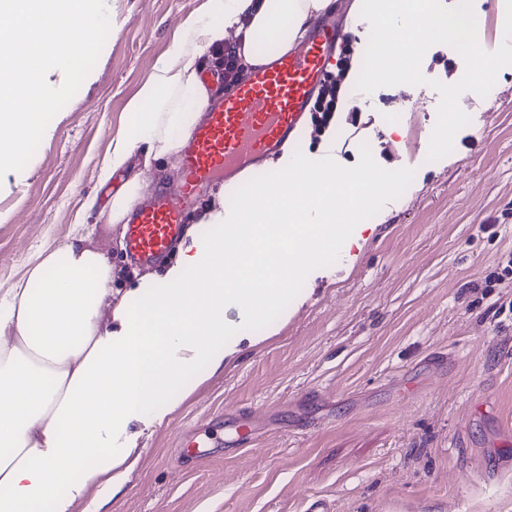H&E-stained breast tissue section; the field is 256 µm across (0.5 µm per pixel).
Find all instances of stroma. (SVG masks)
I'll list each match as a JSON object with an SVG mask.
<instances>
[{
    "label": "stroma",
    "instance_id": "obj_1",
    "mask_svg": "<svg viewBox=\"0 0 512 512\" xmlns=\"http://www.w3.org/2000/svg\"><path fill=\"white\" fill-rule=\"evenodd\" d=\"M205 0H106L111 29L93 68L52 118L20 182L0 188V289L36 249L70 235L81 202L105 208L126 180L97 168L155 62ZM464 62L425 53L419 86H385L297 142L254 178L294 160L344 175L390 174L360 247L329 249L288 283L281 313L252 324L258 344L207 378L162 424L132 421L141 457L109 512H512V71L498 99L464 93L470 122L446 157L427 158L438 93ZM123 228L96 234L112 260V299L158 285L165 265L125 258ZM275 334L265 336L267 326ZM246 410L259 437L193 467L181 432Z\"/></svg>",
    "mask_w": 512,
    "mask_h": 512
}]
</instances>
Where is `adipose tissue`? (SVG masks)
I'll list each match as a JSON object with an SVG mask.
<instances>
[{"label":"adipose tissue","instance_id":"obj_1","mask_svg":"<svg viewBox=\"0 0 512 512\" xmlns=\"http://www.w3.org/2000/svg\"><path fill=\"white\" fill-rule=\"evenodd\" d=\"M331 0H207L159 58L112 138L98 178L108 182L134 153L145 163L178 159L211 92L199 78L203 49L237 45L249 66L296 46ZM288 188L251 186L220 200L160 288H133L112 301V261L93 249L88 199L74 231L36 252L25 274L0 293V512H76L85 498L102 506L122 488L135 451L126 427L162 421L223 369L231 336L279 306L282 287L317 265L343 225L356 223L337 195L370 201L389 192L335 166L295 165ZM113 303L111 318L103 307ZM241 322H224L226 308Z\"/></svg>","mask_w":512,"mask_h":512}]
</instances>
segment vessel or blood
Wrapping results in <instances>:
<instances>
[{
	"label": "vessel or blood",
	"instance_id": "b4317fda",
	"mask_svg": "<svg viewBox=\"0 0 512 512\" xmlns=\"http://www.w3.org/2000/svg\"><path fill=\"white\" fill-rule=\"evenodd\" d=\"M342 33L334 16L316 18L302 45L254 68L231 90L215 96L186 143L175 188L160 187L133 209L124 226L128 261L155 265L192 223L215 180H233L258 168L300 130L317 102L326 61ZM255 433L251 416L224 428V446L236 449Z\"/></svg>",
	"mask_w": 512,
	"mask_h": 512
}]
</instances>
